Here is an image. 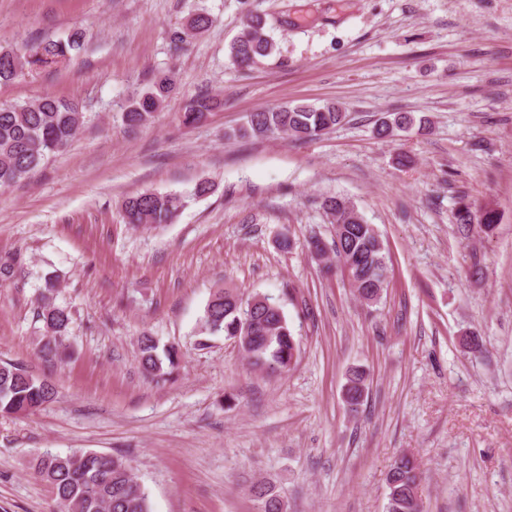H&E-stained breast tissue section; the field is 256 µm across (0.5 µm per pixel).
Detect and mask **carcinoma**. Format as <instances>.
I'll list each match as a JSON object with an SVG mask.
<instances>
[{"instance_id": "1", "label": "carcinoma", "mask_w": 512, "mask_h": 512, "mask_svg": "<svg viewBox=\"0 0 512 512\" xmlns=\"http://www.w3.org/2000/svg\"><path fill=\"white\" fill-rule=\"evenodd\" d=\"M266 15L248 12L239 35L234 40L230 58L244 70L259 58L278 52L276 41L268 33ZM83 34L71 33L65 40L26 44L21 48H0V82L16 78L26 69L63 64L80 50ZM172 76L155 77L149 86L133 97L122 110V122L130 131L149 124L160 111L174 88ZM221 105L215 97L194 96L186 100L181 121L186 126L202 122ZM347 119V113L334 103L320 106L287 104L277 110L250 114L247 124L232 131L235 138H264L275 132L297 141L320 138ZM85 123L79 104L52 95L34 102L0 105V188L10 187L35 172L50 159L65 151ZM431 128L425 116L409 112L390 114L389 122L374 129L380 139H393L401 132ZM214 184L197 182L189 192L160 193L145 191L122 203L125 223L135 229L156 230L171 224L196 199L210 194ZM322 207L334 224L330 246L320 247L309 240L319 261H336L348 273L350 284L367 305L377 303L388 285V260L385 245L373 225L367 223L356 206L340 196L324 198ZM454 220L458 233L470 237L474 230L494 231L498 215L492 209L477 211L466 196L458 198ZM57 282L45 281L37 306L43 323L38 342L39 353L49 362L63 360L72 320L71 312L56 303ZM199 333L204 346L209 336L238 340L248 363L268 373L283 372L294 362L297 343L281 306L272 298L255 293L247 298L236 287L216 288L200 318ZM180 349L174 344L159 347L155 337L144 334L139 339V365L153 381H167L179 367ZM365 371H349L343 399L356 412L367 396ZM55 390L45 379L26 368L0 362V416L18 417L52 401ZM30 469L45 483L57 505L55 512H152L149 495L121 457L97 451L68 454L44 452L34 456ZM420 470L416 458L406 452L396 455L386 475L388 488L385 512H425L420 491ZM257 512H288V503L275 487L258 480L251 486Z\"/></svg>"}]
</instances>
